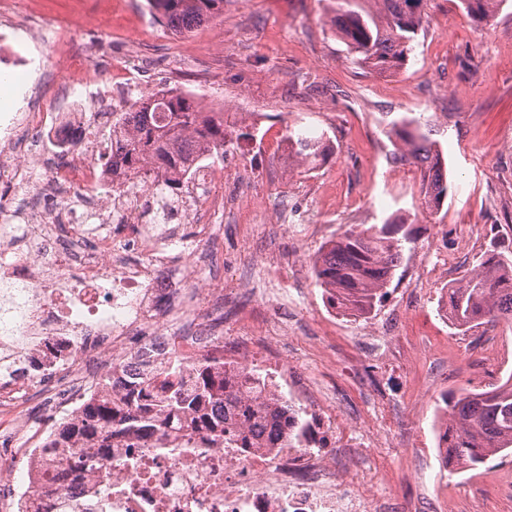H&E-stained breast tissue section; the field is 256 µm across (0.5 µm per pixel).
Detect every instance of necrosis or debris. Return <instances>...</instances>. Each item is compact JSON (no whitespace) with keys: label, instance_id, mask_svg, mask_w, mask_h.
<instances>
[{"label":"necrosis or debris","instance_id":"obj_1","mask_svg":"<svg viewBox=\"0 0 512 512\" xmlns=\"http://www.w3.org/2000/svg\"><path fill=\"white\" fill-rule=\"evenodd\" d=\"M0 63L55 77L10 25L0 30ZM104 118L70 109L0 113L8 157L0 184L27 179L23 159L41 153L40 132L66 156L24 212L0 199V417L14 426L0 436L4 455L17 451L32 395L47 399L49 412H68L105 376H141L142 353L191 360L216 345L217 320L202 316L191 287L204 249L182 227L223 217L224 172L200 155L181 179L182 200L170 202L150 169L123 174L92 164L86 129ZM150 209L167 211L168 223H146ZM173 323L184 335L170 334ZM262 380L301 409L276 422L291 447H242L244 429L235 442L192 437L173 421L138 447L114 438L97 481H77L59 499L80 512H377L369 472L336 475L334 448L350 416L301 379L299 367L277 362Z\"/></svg>","mask_w":512,"mask_h":512}]
</instances>
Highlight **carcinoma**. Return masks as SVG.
I'll list each match as a JSON object with an SVG mask.
<instances>
[{
    "instance_id": "carcinoma-1",
    "label": "carcinoma",
    "mask_w": 512,
    "mask_h": 512,
    "mask_svg": "<svg viewBox=\"0 0 512 512\" xmlns=\"http://www.w3.org/2000/svg\"><path fill=\"white\" fill-rule=\"evenodd\" d=\"M425 0H329L328 23L353 62L377 73H395L415 51L423 29ZM504 0H461L473 22L493 17ZM149 10L174 34L190 32L224 13V0H147ZM234 127L224 124V111H204L195 96L180 89L140 97L112 120V140L122 149L127 171L146 166L173 182L196 156L224 157L233 145ZM288 146L301 162L316 166L332 152L323 137L287 130ZM389 138L395 160L419 172L422 204L439 210L448 197L447 165L439 141L422 118L403 114L391 123ZM413 230L401 217L378 229H348L329 241L314 262L317 283L353 314H368L386 293L400 265ZM448 320L460 330L504 322L512 327V247L495 244L470 274L446 293ZM252 388L224 376V367L210 355L190 366L169 363L163 379L128 378L99 383L73 418L58 423L33 454L59 451L67 462L53 472L60 487L75 483L84 470L112 458V438L149 439L164 417L189 416L188 428L213 439L233 440L240 426L250 428L251 442L276 447L279 434L273 417L288 414V402L268 394L251 401ZM451 427L443 434L460 470H476L499 456L512 455V373L490 390H461L444 398ZM42 494L37 479L20 495L16 512H31L30 500Z\"/></svg>"
}]
</instances>
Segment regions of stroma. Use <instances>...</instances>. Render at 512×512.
I'll return each instance as SVG.
<instances>
[{"instance_id":"1","label":"stroma","mask_w":512,"mask_h":512,"mask_svg":"<svg viewBox=\"0 0 512 512\" xmlns=\"http://www.w3.org/2000/svg\"><path fill=\"white\" fill-rule=\"evenodd\" d=\"M38 22L25 33L47 66L59 56L54 29L80 13L90 24L78 39L96 45L95 68L117 57L135 70L144 90L179 88L206 107L240 113V137L224 156L231 195H248L256 213H225L206 245L210 262L198 287L213 274L224 286V338L235 339L249 322L258 357L273 342L266 322L277 316L268 300L239 293L246 276L293 278L305 273L308 305L297 324L321 323L329 340L284 339L282 349L316 379L340 409L365 416L382 440L361 467L377 476L379 497L403 512H512V492L490 487V473L512 474V456L476 471L442 465L438 432L449 420L445 395L487 389L512 373V333L484 326L456 334L439 306L446 289L470 271L491 243L512 240V0L478 27L459 0H427L424 29L406 68L387 76L353 63L328 25L327 0H225L222 16L172 34L151 18L146 0H19ZM32 104L63 107L67 98L112 96L111 83L96 89L29 83ZM405 112L423 114L448 162V199L441 211L423 210L413 169L393 157L390 122ZM329 139L333 152L319 168L291 165L285 178L260 152L287 128ZM322 212L319 233L300 241L276 222L281 207ZM407 218L415 242L406 248L386 298L367 315L333 308L312 272L322 246L349 228L367 230L392 216ZM449 244L480 236L481 248L448 275L425 266L432 238ZM274 257L278 266L262 267ZM400 317L404 360L374 362L354 340L363 325Z\"/></svg>"}]
</instances>
